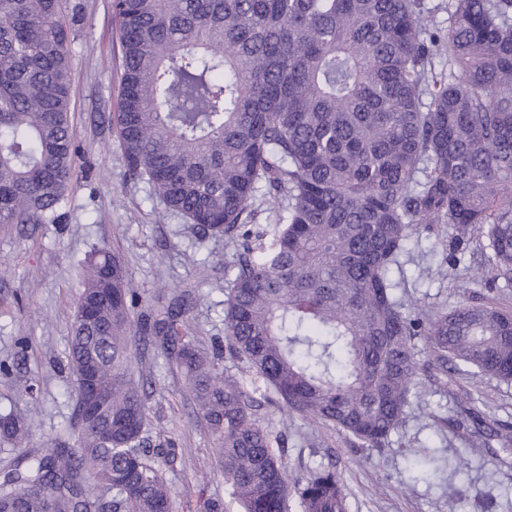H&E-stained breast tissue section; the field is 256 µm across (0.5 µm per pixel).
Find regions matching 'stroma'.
<instances>
[{"mask_svg":"<svg viewBox=\"0 0 512 512\" xmlns=\"http://www.w3.org/2000/svg\"><path fill=\"white\" fill-rule=\"evenodd\" d=\"M72 134L76 174L56 219L46 224H0V415L32 411L22 451L78 453L71 430L76 393L67 361L80 292V268L94 248L119 247L132 288L145 308L163 312L190 294L185 318L204 347L224 339V274L239 257L236 243L201 236L166 213L148 184L129 177L112 114L119 53L111 0H71ZM448 229L420 232L403 259L402 295L417 307L493 304L512 309V285L487 282L473 271L486 260L471 244L465 265H445ZM148 395L152 447L174 449L165 477L174 512H197L201 496L223 495L224 473L214 460V437L197 419L184 379L170 372L162 350L138 349L134 363ZM421 395L380 448H362L322 423L264 403L260 422L291 481L321 466L340 474L349 512H473L484 496L488 512H512V465L498 464V443L474 449L468 432L450 422L465 396L512 428V384L456 375L447 386L421 377Z\"/></svg>","mask_w":512,"mask_h":512,"instance_id":"stroma-1","label":"stroma"}]
</instances>
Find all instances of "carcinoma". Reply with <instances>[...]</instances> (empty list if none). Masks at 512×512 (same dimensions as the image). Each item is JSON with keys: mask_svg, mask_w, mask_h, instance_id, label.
Wrapping results in <instances>:
<instances>
[{"mask_svg": "<svg viewBox=\"0 0 512 512\" xmlns=\"http://www.w3.org/2000/svg\"><path fill=\"white\" fill-rule=\"evenodd\" d=\"M112 0L121 56L112 121L127 172L169 213L247 238L256 194L281 229L255 257L243 244L224 301L226 375L199 348L186 309H139L122 254H88L69 346L80 383L97 365L112 445L75 402L76 457L26 460L0 482V512H172L148 442L133 346L154 338L215 437L224 498L201 512H288L287 468L256 417L283 408L380 448L418 397L422 363L512 383V310L421 312L394 294L412 237L448 226V264L477 237L512 283V0ZM68 0H0V224H44L74 177ZM444 57L448 71H435ZM471 436L512 437L470 407ZM24 418L0 416L21 446ZM299 512H348L336 469L315 470Z\"/></svg>", "mask_w": 512, "mask_h": 512, "instance_id": "carcinoma-1", "label": "carcinoma"}]
</instances>
